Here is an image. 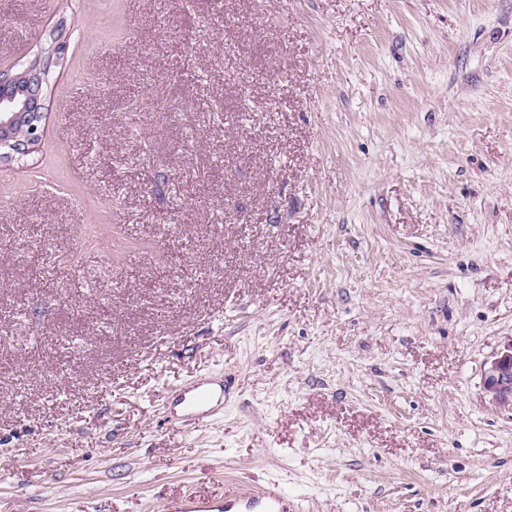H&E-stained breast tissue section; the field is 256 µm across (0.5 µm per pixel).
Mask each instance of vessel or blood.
<instances>
[{"mask_svg":"<svg viewBox=\"0 0 512 512\" xmlns=\"http://www.w3.org/2000/svg\"><path fill=\"white\" fill-rule=\"evenodd\" d=\"M228 380L215 376L184 383L178 395L175 424L188 426L210 418L219 405L217 390L227 389ZM156 512H288V497L278 487L267 486L250 494L204 497L193 493L172 501H159Z\"/></svg>","mask_w":512,"mask_h":512,"instance_id":"b4317fda","label":"vessel or blood"}]
</instances>
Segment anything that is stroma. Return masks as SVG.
<instances>
[{
  "label": "stroma",
  "instance_id": "1",
  "mask_svg": "<svg viewBox=\"0 0 512 512\" xmlns=\"http://www.w3.org/2000/svg\"><path fill=\"white\" fill-rule=\"evenodd\" d=\"M62 25L0 162V503L512 512V0H0V68ZM483 390L495 407L512 411V338L486 363ZM230 382L215 376L194 378L184 383L180 388L176 406L178 409L173 412L171 420L180 426H188L205 421L212 416L215 406L222 403L216 397L217 386L223 395ZM157 512H288V496L276 486H267L250 494H226L204 497L184 494L172 501L160 500Z\"/></svg>",
  "mask_w": 512,
  "mask_h": 512
}]
</instances>
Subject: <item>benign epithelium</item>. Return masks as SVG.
<instances>
[{
    "label": "benign epithelium",
    "instance_id": "obj_1",
    "mask_svg": "<svg viewBox=\"0 0 512 512\" xmlns=\"http://www.w3.org/2000/svg\"><path fill=\"white\" fill-rule=\"evenodd\" d=\"M63 50L61 39L45 60L20 73L0 69V159L26 155L40 138L44 118V88L54 57ZM483 390L488 401L512 411V338L486 363Z\"/></svg>",
    "mask_w": 512,
    "mask_h": 512
}]
</instances>
